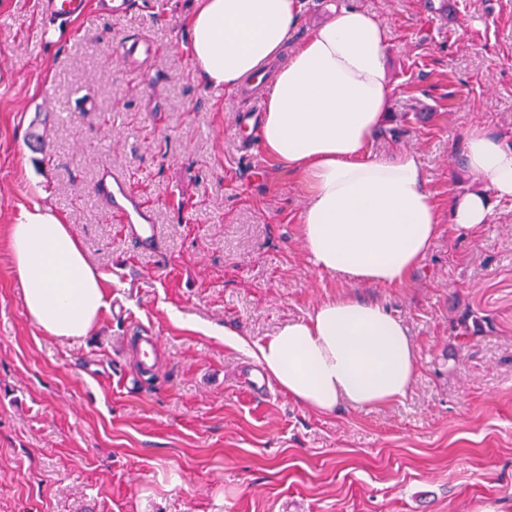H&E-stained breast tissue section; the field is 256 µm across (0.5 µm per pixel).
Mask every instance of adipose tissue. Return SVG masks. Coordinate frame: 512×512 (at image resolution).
<instances>
[{"label":"adipose tissue","instance_id":"ef3b65f1","mask_svg":"<svg viewBox=\"0 0 512 512\" xmlns=\"http://www.w3.org/2000/svg\"><path fill=\"white\" fill-rule=\"evenodd\" d=\"M306 0H196L190 58L201 81L231 91L277 64L258 131L262 151L306 191L301 237L315 268L353 285L397 288L440 231V214L416 155L371 146L386 124L392 86L389 28L355 6L296 47L288 35ZM463 162L476 189L449 199L452 224L474 230L512 201V146L475 126ZM8 246L30 317L48 335L82 336L102 315L106 274L92 266L60 217L36 206L9 227ZM289 398L319 413L384 407L406 397L417 362L403 321L383 305L345 295L308 318L249 342L224 331Z\"/></svg>","mask_w":512,"mask_h":512}]
</instances>
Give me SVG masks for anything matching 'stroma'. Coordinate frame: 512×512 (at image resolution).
<instances>
[{
    "label": "stroma",
    "mask_w": 512,
    "mask_h": 512,
    "mask_svg": "<svg viewBox=\"0 0 512 512\" xmlns=\"http://www.w3.org/2000/svg\"><path fill=\"white\" fill-rule=\"evenodd\" d=\"M40 2L0 0V512H512V202L475 231L442 224L404 286L319 273L303 187L256 141L262 94L193 74V0H89L63 25ZM350 2L391 30L371 152H413L447 211L474 186L465 131L512 145V0ZM132 42L150 53L126 61ZM106 169L152 215L151 249L99 195ZM36 205L124 306L87 336L47 335L25 309L7 235ZM342 294L407 325V397L322 415L275 386L250 395L252 359L213 329L261 341Z\"/></svg>",
    "instance_id": "1"
}]
</instances>
